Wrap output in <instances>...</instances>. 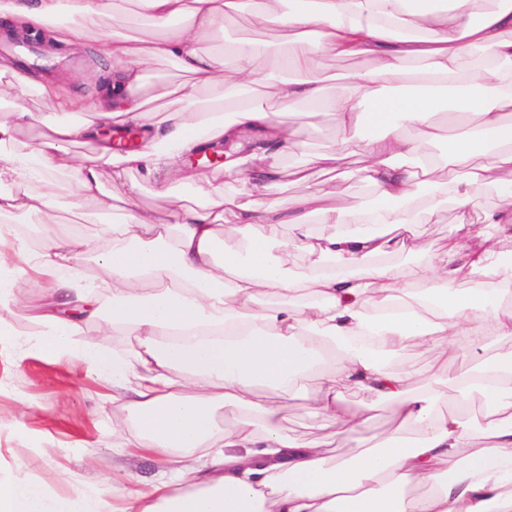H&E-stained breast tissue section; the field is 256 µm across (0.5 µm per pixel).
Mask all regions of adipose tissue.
<instances>
[{"mask_svg":"<svg viewBox=\"0 0 512 512\" xmlns=\"http://www.w3.org/2000/svg\"><path fill=\"white\" fill-rule=\"evenodd\" d=\"M153 38L104 34L113 0H0V26L42 34L49 55L82 32L112 62L95 98L62 94L55 81L36 92L53 100L44 116L16 105L17 71L0 58V342L55 360L77 358L112 382L128 414L113 437L135 456L168 457L172 477L137 479L83 493L80 512H512V359L482 355L487 337L512 339V0H135ZM247 13L278 31L273 81L254 62L268 44L240 39L209 51L204 38ZM361 57L342 73L350 94L324 95L323 63ZM174 61L180 82L159 89L176 108L154 111L141 93L147 68ZM458 92L476 121L442 117L434 97ZM304 107L342 137L286 170L281 158L298 135L280 113ZM41 126L32 146L18 132ZM141 132L135 148L96 141L99 128ZM85 142L89 150L71 154ZM226 142L224 181L185 167L186 154ZM440 145L437 154L428 144ZM362 158L359 167L349 159ZM110 165L123 195L105 188ZM354 174L373 191L354 205L332 200L316 170ZM138 174L140 185L130 184ZM67 178L82 222H103L112 242L99 277L73 274L95 242L70 233L38 245L18 223H42ZM290 178L294 208L257 207L253 191ZM238 184L237 193L224 191ZM434 186L432 195L420 193ZM161 200L194 186L192 205L147 210L138 186ZM498 191L495 204L483 192ZM457 232L429 238L444 202ZM124 218L112 221L115 209ZM482 226L473 233L470 216ZM325 232H317V225ZM480 245H473V237ZM416 251L411 264L398 256ZM310 262L290 272L293 254ZM483 275L463 293L458 281ZM39 278L37 307L16 294L19 278ZM262 311H255V304ZM98 322L93 336L89 322ZM132 342L111 352L101 335ZM441 347L443 365L419 373L389 368L414 341ZM314 410L321 421L289 434V396L325 363ZM266 385L267 395L256 392ZM396 405L399 426L381 445L357 440L351 458L334 455L354 435L339 386ZM453 396L455 407L442 403ZM237 417L216 433L217 411ZM40 483L0 478V512H65Z\"/></svg>","mask_w":512,"mask_h":512,"instance_id":"ef3b65f1","label":"adipose tissue"}]
</instances>
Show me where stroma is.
Listing matches in <instances>:
<instances>
[{"label":"stroma","instance_id":"stroma-1","mask_svg":"<svg viewBox=\"0 0 512 512\" xmlns=\"http://www.w3.org/2000/svg\"><path fill=\"white\" fill-rule=\"evenodd\" d=\"M82 43L78 51L60 53L49 73L70 94L92 98L96 84L89 77L90 70L105 71L112 64L95 56L94 36L83 37ZM14 63L23 76L16 89L17 104L36 112H53L50 102L31 96L36 81L49 73L20 56ZM59 194L61 206L51 223L41 225V234L75 233L99 239L101 248H109L111 242L102 237L99 225L77 222L70 213V205L77 201L73 188L61 186ZM341 393L352 413L370 418L359 430L360 438L372 444L395 427L394 405L371 406L350 387ZM124 414L122 401L112 397L111 382L87 365L53 362L21 353L10 343L0 345V476L23 472L44 483L54 497L69 500L85 490L121 486L131 474L145 481L166 478V461L123 455L110 423Z\"/></svg>","mask_w":512,"mask_h":512}]
</instances>
